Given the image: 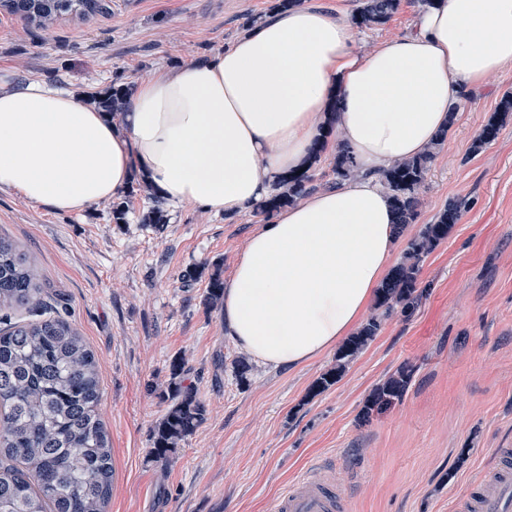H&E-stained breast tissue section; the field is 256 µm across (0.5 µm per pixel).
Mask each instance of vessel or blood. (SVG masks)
<instances>
[{
	"label": "vessel or blood",
	"mask_w": 512,
	"mask_h": 512,
	"mask_svg": "<svg viewBox=\"0 0 512 512\" xmlns=\"http://www.w3.org/2000/svg\"><path fill=\"white\" fill-rule=\"evenodd\" d=\"M475 512H512V463L503 462L498 478L479 486ZM329 468L319 465L293 481L269 505L268 512H340Z\"/></svg>",
	"instance_id": "obj_1"
}]
</instances>
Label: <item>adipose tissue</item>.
Returning <instances> with one entry per match:
<instances>
[{
  "instance_id": "adipose-tissue-1",
  "label": "adipose tissue",
  "mask_w": 512,
  "mask_h": 512,
  "mask_svg": "<svg viewBox=\"0 0 512 512\" xmlns=\"http://www.w3.org/2000/svg\"><path fill=\"white\" fill-rule=\"evenodd\" d=\"M512 68V0H431L411 31L362 51L347 15L300 0L233 44L139 81L119 121L39 80L0 77V189L58 212L140 174L174 205L232 218L307 166L326 123L355 173L252 234L224 286V328L263 366L328 353L368 312L397 251L380 184L446 127L464 91Z\"/></svg>"
}]
</instances>
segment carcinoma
I'll return each instance as SVG.
<instances>
[{
  "instance_id": "1",
  "label": "carcinoma",
  "mask_w": 512,
  "mask_h": 512,
  "mask_svg": "<svg viewBox=\"0 0 512 512\" xmlns=\"http://www.w3.org/2000/svg\"><path fill=\"white\" fill-rule=\"evenodd\" d=\"M400 0H358L351 22L359 29L387 23ZM0 8L28 24L45 29L61 18L85 21L104 14L108 6L98 0H0ZM128 87L114 82L99 104L116 117ZM512 121V92L501 98L496 111L471 142L469 152L481 153L496 141ZM434 158V150L395 163L381 175L394 211L395 224L403 229L416 222L420 194ZM351 151L336 141L332 171L336 181L353 173ZM312 168L282 174L276 188L255 214L268 219L295 204L311 190ZM462 203L450 201L435 221L411 237L400 262L378 289L376 309L339 350L336 364L310 389L315 396L334 385L346 363L373 340L381 318L395 310L410 315L426 295L420 287L423 262L459 223ZM143 224H166L168 214L161 199L142 216ZM202 277L207 288L202 304L210 309L224 295L220 263L207 261L182 275L183 286ZM26 308L36 319L8 321V312ZM43 289L37 282L30 258L11 240L0 236V512H106L112 493L113 462L109 434L98 412L101 387L98 360L84 338L64 317L44 312ZM184 359L171 364L170 382L164 395L165 413L152 430V456L167 463L179 443L205 420L206 408L198 389L185 383ZM410 374L388 379L374 403H387L403 394Z\"/></svg>"
}]
</instances>
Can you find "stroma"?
<instances>
[{"instance_id": "stroma-1", "label": "stroma", "mask_w": 512, "mask_h": 512, "mask_svg": "<svg viewBox=\"0 0 512 512\" xmlns=\"http://www.w3.org/2000/svg\"><path fill=\"white\" fill-rule=\"evenodd\" d=\"M271 0H109L86 22L26 26L0 12V76L37 79L80 100L223 49L249 14ZM421 0H400L385 25L359 33L369 48L412 29ZM512 92V69L491 74L458 105L421 194L414 236L448 200L462 218L424 261L428 292L411 315L393 313L340 380L311 395L336 362L328 352L306 366L252 365L224 334L222 309L201 302L205 280L186 270L218 261L224 276L262 217L226 220L186 204L165 224H145L148 203L133 196L125 223L111 202L60 213L0 190V236L25 252L47 302L79 330L100 361V413L114 476L107 512H266L286 484L322 464L336 473L344 512H456L469 488L512 449V123L482 153L469 146ZM207 409L173 460L153 461L151 430L175 358ZM410 382L383 411L378 389L401 369Z\"/></svg>"}]
</instances>
